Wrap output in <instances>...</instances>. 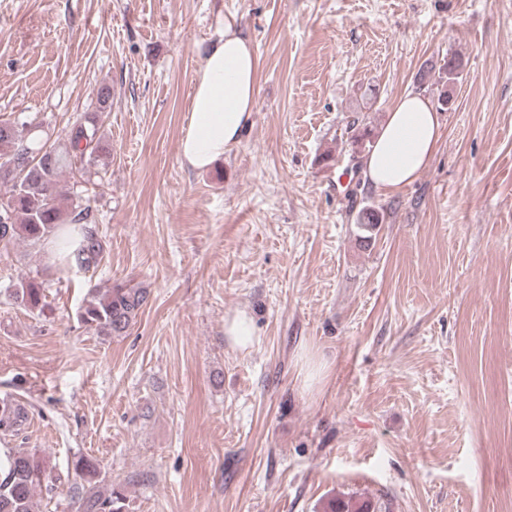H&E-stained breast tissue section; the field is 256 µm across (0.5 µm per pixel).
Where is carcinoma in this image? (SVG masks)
<instances>
[{"instance_id":"1","label":"carcinoma","mask_w":512,"mask_h":512,"mask_svg":"<svg viewBox=\"0 0 512 512\" xmlns=\"http://www.w3.org/2000/svg\"><path fill=\"white\" fill-rule=\"evenodd\" d=\"M464 60L454 54L439 68L426 67L419 74V88H429L432 72L444 90L438 96L439 111L448 109L451 86L462 77ZM99 116L77 120L63 141L46 144L25 134V124L0 121V244L22 240L41 246L57 241L59 257L68 270H88L98 265L103 245L93 228L92 210L80 203L63 207L60 178L98 165L110 155V147L98 134ZM8 298L25 310L41 312L46 306L45 288L34 281H21L7 289ZM150 291L141 286L117 284L107 288L92 285L79 312L86 329L99 336H123L147 305ZM29 415L11 397L0 399V434L21 432ZM72 474L70 493L76 512H122L124 496L110 487H99V464L85 455L68 462ZM50 473L48 460L25 448L10 449L0 457V512H34V498ZM368 502L336 499L328 512H371Z\"/></svg>"}]
</instances>
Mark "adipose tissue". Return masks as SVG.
<instances>
[{
    "label": "adipose tissue",
    "mask_w": 512,
    "mask_h": 512,
    "mask_svg": "<svg viewBox=\"0 0 512 512\" xmlns=\"http://www.w3.org/2000/svg\"><path fill=\"white\" fill-rule=\"evenodd\" d=\"M259 57L236 20L206 51L194 77L191 112L180 140L184 162L207 169L247 131L258 94ZM439 116L423 93L409 91L393 104L362 164L371 186L387 193L413 183L432 162Z\"/></svg>",
    "instance_id": "ef3b65f1"
}]
</instances>
